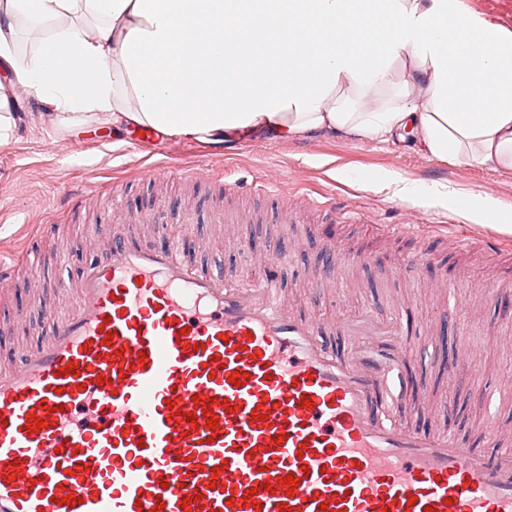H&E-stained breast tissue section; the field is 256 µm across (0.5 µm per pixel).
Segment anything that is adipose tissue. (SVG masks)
I'll return each mask as SVG.
<instances>
[{
    "mask_svg": "<svg viewBox=\"0 0 512 512\" xmlns=\"http://www.w3.org/2000/svg\"><path fill=\"white\" fill-rule=\"evenodd\" d=\"M20 16L45 29L26 67ZM0 66L56 110L185 139L416 132L440 159L512 169V31L464 0H0Z\"/></svg>",
    "mask_w": 512,
    "mask_h": 512,
    "instance_id": "1",
    "label": "adipose tissue"
}]
</instances>
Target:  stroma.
<instances>
[{
    "label": "stroma",
    "instance_id": "35a3bbf8",
    "mask_svg": "<svg viewBox=\"0 0 512 512\" xmlns=\"http://www.w3.org/2000/svg\"><path fill=\"white\" fill-rule=\"evenodd\" d=\"M0 86L17 101L9 140L0 146V256L40 254L45 287H52L58 274L57 253H65L68 271L76 274L103 259L118 238L170 232L186 241L189 262L214 273L233 269L248 279L258 272L254 248L262 245L280 254L282 286L295 308L312 320L328 324L366 304L384 319L405 309L411 369L428 389L424 418L456 410L457 428L478 445L494 429L512 426V343L504 337L512 325V233L472 220L460 205L463 196L485 192L502 213L512 214V169L442 160L412 137L280 139L265 131L243 139L231 156L200 141L163 134L149 157L135 148L139 128L119 132L96 118L64 121L15 76L0 73ZM186 169L201 176L222 172L225 209L251 208L258 220L229 225L225 234H217L210 222L212 195L191 193L182 176ZM270 178L294 193L306 188L336 197L365 221L308 217L298 224L281 223L278 197L252 190L257 181ZM113 189L132 209H152L164 196L178 198L183 214L159 216L154 224L113 223L106 200ZM77 190L100 193L101 200L94 208L54 217L64 195ZM386 224L399 227L401 238L382 235ZM448 234L465 242V249L443 250ZM488 235L496 237V250L483 245ZM331 245L351 256L340 266L348 289L336 299L305 285L308 274L322 268ZM411 257L423 263L422 279L400 277L401 265ZM449 324L463 327L481 350L482 372L450 382L441 377L435 333ZM49 332L50 322L26 277L0 288V334L11 357L40 346Z\"/></svg>",
    "mask_w": 512,
    "mask_h": 512
}]
</instances>
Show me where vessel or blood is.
Masks as SVG:
<instances>
[{"label":"vessel or blood","mask_w":512,"mask_h":512,"mask_svg":"<svg viewBox=\"0 0 512 512\" xmlns=\"http://www.w3.org/2000/svg\"><path fill=\"white\" fill-rule=\"evenodd\" d=\"M37 272L0 259V284ZM280 282L276 258L244 282L170 238L116 243L57 278L70 308L41 293L48 340L0 366V512H512V448L490 457L403 420L399 318L338 317L342 354ZM476 367L458 337L449 378Z\"/></svg>","instance_id":"vessel-or-blood-1"}]
</instances>
